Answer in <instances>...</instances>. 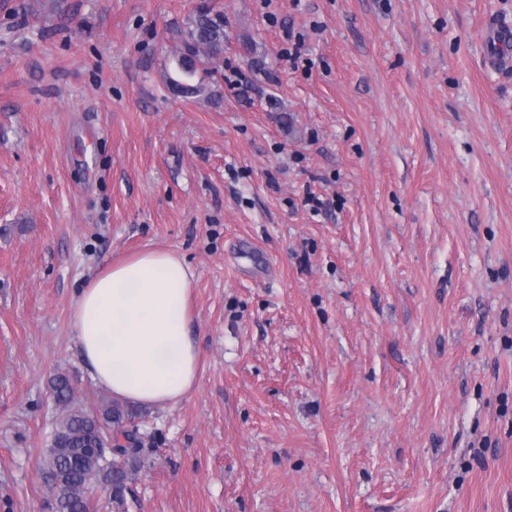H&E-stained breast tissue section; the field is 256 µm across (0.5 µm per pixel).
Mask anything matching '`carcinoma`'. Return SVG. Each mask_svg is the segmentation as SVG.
I'll list each match as a JSON object with an SVG mask.
<instances>
[{
  "mask_svg": "<svg viewBox=\"0 0 512 512\" xmlns=\"http://www.w3.org/2000/svg\"><path fill=\"white\" fill-rule=\"evenodd\" d=\"M223 52L224 15L198 8L179 60L181 72L190 77L196 73L200 55L215 60ZM50 386L60 410L45 459L54 512H92L86 490L93 483L110 487L114 501L121 502L124 483L138 471V441L123 426L131 412L107 399L95 409L73 408L74 389L64 374L55 375Z\"/></svg>",
  "mask_w": 512,
  "mask_h": 512,
  "instance_id": "1",
  "label": "carcinoma"
}]
</instances>
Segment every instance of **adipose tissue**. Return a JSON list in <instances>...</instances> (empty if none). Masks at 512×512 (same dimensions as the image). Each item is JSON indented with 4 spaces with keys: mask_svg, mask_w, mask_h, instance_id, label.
Here are the masks:
<instances>
[{
    "mask_svg": "<svg viewBox=\"0 0 512 512\" xmlns=\"http://www.w3.org/2000/svg\"><path fill=\"white\" fill-rule=\"evenodd\" d=\"M193 278L177 252L145 248L80 290L70 325L98 387L144 407L175 404L194 392L199 349L190 334Z\"/></svg>",
    "mask_w": 512,
    "mask_h": 512,
    "instance_id": "ef3b65f1",
    "label": "adipose tissue"
}]
</instances>
